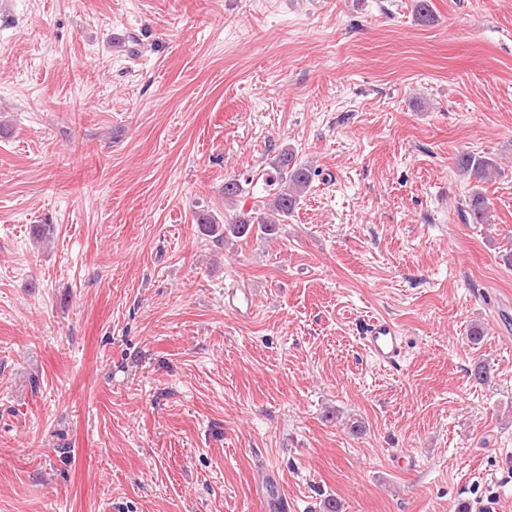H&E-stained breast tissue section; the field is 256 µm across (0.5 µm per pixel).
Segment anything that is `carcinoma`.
Segmentation results:
<instances>
[{
  "mask_svg": "<svg viewBox=\"0 0 512 512\" xmlns=\"http://www.w3.org/2000/svg\"><path fill=\"white\" fill-rule=\"evenodd\" d=\"M456 166L461 174L480 180L493 167V162L486 157L463 152L456 158ZM273 170L275 175L268 179L271 186L268 199L262 201V204L224 221L210 213H202L197 223L204 226L205 232L218 234L220 240L229 234L245 240L257 233L266 238L276 235L278 226L293 216L304 194L312 187L318 171L297 161L294 152L288 147L278 153ZM466 208L472 223H490V206L483 192L473 191Z\"/></svg>",
  "mask_w": 512,
  "mask_h": 512,
  "instance_id": "1",
  "label": "carcinoma"
}]
</instances>
